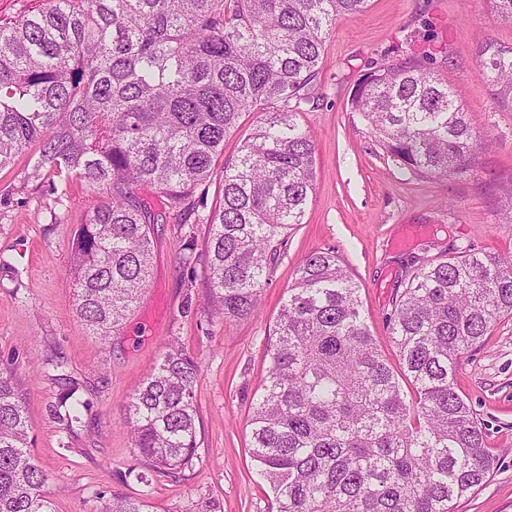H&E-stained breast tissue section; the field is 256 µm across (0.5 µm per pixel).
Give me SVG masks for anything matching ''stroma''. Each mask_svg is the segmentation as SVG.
<instances>
[{"instance_id":"1","label":"stroma","mask_w":512,"mask_h":512,"mask_svg":"<svg viewBox=\"0 0 512 512\" xmlns=\"http://www.w3.org/2000/svg\"><path fill=\"white\" fill-rule=\"evenodd\" d=\"M485 41L512 47V26L497 21L490 0H370L363 14L337 22L314 101L300 115L315 143L314 190L255 316L225 320L209 303L205 219L221 199L220 172L193 195L196 223H181L165 200L141 191L155 218L152 274L122 328L102 343L76 316L70 278L75 231L100 194L48 173L29 177L23 155L0 169V370L12 372L26 394L30 450L49 474L55 512H101L112 495L144 493L150 512H265L268 489L250 459L245 422L299 261L336 250L360 283L370 331L394 366L390 319L414 265L465 250L512 255V224L499 208L501 189L512 182V109L478 72ZM404 59L447 82L489 135L472 174L423 177L400 168L351 112L357 79ZM189 250L195 259L186 264ZM172 344L199 365L197 456L179 476L148 470L139 480L131 474L139 460L124 406ZM58 357L90 403L72 434L50 411L60 386L36 372ZM453 383L495 459L487 482L456 512H512V319L497 322L459 361Z\"/></svg>"}]
</instances>
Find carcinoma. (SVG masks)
Listing matches in <instances>:
<instances>
[{
  "mask_svg": "<svg viewBox=\"0 0 512 512\" xmlns=\"http://www.w3.org/2000/svg\"><path fill=\"white\" fill-rule=\"evenodd\" d=\"M369 0H46L0 21V168L30 146L31 176L78 180L103 200L76 230V313L104 340L133 309L151 269L147 189L194 211L243 114L263 119L224 161L222 196L205 219L210 302L224 319L259 313L280 245L303 223L315 146L298 122L319 78L324 40ZM512 24V0H491ZM479 74L512 108V47L482 44ZM350 111L394 161L421 176L475 170L489 135L448 83L408 62L382 63L356 85ZM361 285L334 250L297 267L250 408V455L268 512H454L493 468L484 431L454 390L460 359L512 317V258L464 251L425 260L395 301L396 373L362 313ZM67 432L89 403L52 363ZM198 364L178 347L125 405L143 467L192 466ZM410 383L403 389L399 378ZM22 390L0 373V512H54L47 473L28 449ZM112 496L102 512H146Z\"/></svg>",
  "mask_w": 512,
  "mask_h": 512,
  "instance_id": "obj_1",
  "label": "carcinoma"
}]
</instances>
